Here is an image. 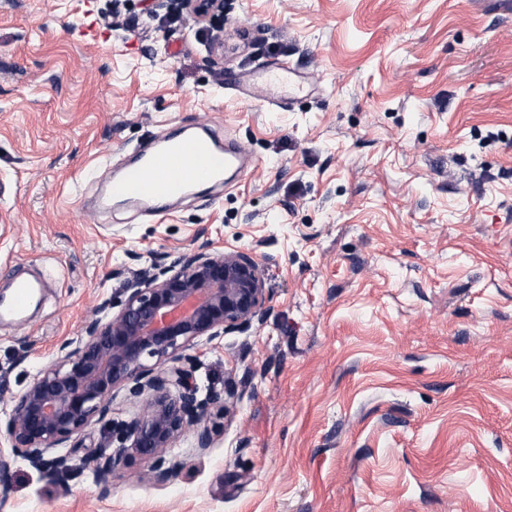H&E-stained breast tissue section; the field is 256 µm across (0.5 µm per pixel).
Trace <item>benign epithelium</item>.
<instances>
[{
    "instance_id": "obj_1",
    "label": "benign epithelium",
    "mask_w": 512,
    "mask_h": 512,
    "mask_svg": "<svg viewBox=\"0 0 512 512\" xmlns=\"http://www.w3.org/2000/svg\"><path fill=\"white\" fill-rule=\"evenodd\" d=\"M263 269L254 255L210 246L170 252L137 271L123 288L119 310L102 300L84 334L63 342L54 363L12 398L0 477L17 460L53 485H64L76 469L74 449L85 432L100 426L101 439L81 459L103 496L119 469L132 459L148 465L150 480L171 482L184 462L167 452L184 435L205 453L213 443L212 415L228 411L238 385L200 394L184 352L250 327L265 307ZM146 406L126 420L112 418L119 391Z\"/></svg>"
}]
</instances>
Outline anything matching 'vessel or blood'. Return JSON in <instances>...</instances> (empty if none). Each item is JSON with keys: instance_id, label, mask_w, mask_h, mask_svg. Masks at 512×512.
<instances>
[{"instance_id": "vessel-or-blood-1", "label": "vessel or blood", "mask_w": 512, "mask_h": 512, "mask_svg": "<svg viewBox=\"0 0 512 512\" xmlns=\"http://www.w3.org/2000/svg\"><path fill=\"white\" fill-rule=\"evenodd\" d=\"M294 70L281 62L262 67L260 75L224 76L225 89L252 96L257 85L272 88L291 82ZM246 158L242 147L214 132L190 135H158L149 148L140 150L127 164L114 171L110 192L114 200L154 215L191 193L194 187L222 182L226 170L242 169ZM37 281L16 278L9 297L0 303V315L23 317L36 298Z\"/></svg>"}]
</instances>
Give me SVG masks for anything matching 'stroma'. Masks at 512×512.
<instances>
[{
	"mask_svg": "<svg viewBox=\"0 0 512 512\" xmlns=\"http://www.w3.org/2000/svg\"><path fill=\"white\" fill-rule=\"evenodd\" d=\"M168 8L0 0V271L46 283L0 323V434L102 299L204 244L264 269L263 314L187 351L238 393L171 483L20 461L1 512H512V0H224L220 52ZM280 62L287 108L224 87ZM197 124L247 148L232 185L108 203L104 171Z\"/></svg>",
	"mask_w": 512,
	"mask_h": 512,
	"instance_id": "35a3bbf8",
	"label": "stroma"
}]
</instances>
